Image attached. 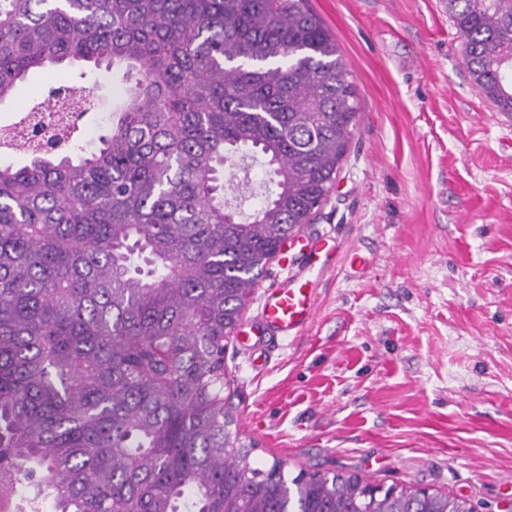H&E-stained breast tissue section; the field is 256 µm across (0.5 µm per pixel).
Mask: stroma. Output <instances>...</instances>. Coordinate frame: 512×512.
Listing matches in <instances>:
<instances>
[{
	"instance_id": "stroma-1",
	"label": "stroma",
	"mask_w": 512,
	"mask_h": 512,
	"mask_svg": "<svg viewBox=\"0 0 512 512\" xmlns=\"http://www.w3.org/2000/svg\"><path fill=\"white\" fill-rule=\"evenodd\" d=\"M358 90V125L309 243L261 289L310 281L316 318L259 359L224 348V406L254 467L342 471L370 483L512 502V115L471 81L448 0H311ZM90 91L92 150L123 101L120 75L69 66Z\"/></svg>"
}]
</instances>
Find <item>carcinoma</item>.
Instances as JSON below:
<instances>
[{
  "mask_svg": "<svg viewBox=\"0 0 512 512\" xmlns=\"http://www.w3.org/2000/svg\"><path fill=\"white\" fill-rule=\"evenodd\" d=\"M473 82L512 112V0H448ZM123 71L110 130L0 132V495L54 512H473L355 475L251 466L224 411V341L282 241L327 199L356 85L309 0H0V101L33 71ZM275 185L247 218L224 162Z\"/></svg>",
  "mask_w": 512,
  "mask_h": 512,
  "instance_id": "1",
  "label": "carcinoma"
}]
</instances>
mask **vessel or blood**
Instances as JSON below:
<instances>
[{
  "mask_svg": "<svg viewBox=\"0 0 512 512\" xmlns=\"http://www.w3.org/2000/svg\"><path fill=\"white\" fill-rule=\"evenodd\" d=\"M316 314V297L308 283L287 284L265 291L255 328L262 337L275 342L299 334Z\"/></svg>",
  "mask_w": 512,
  "mask_h": 512,
  "instance_id": "obj_1",
  "label": "vessel or blood"
}]
</instances>
